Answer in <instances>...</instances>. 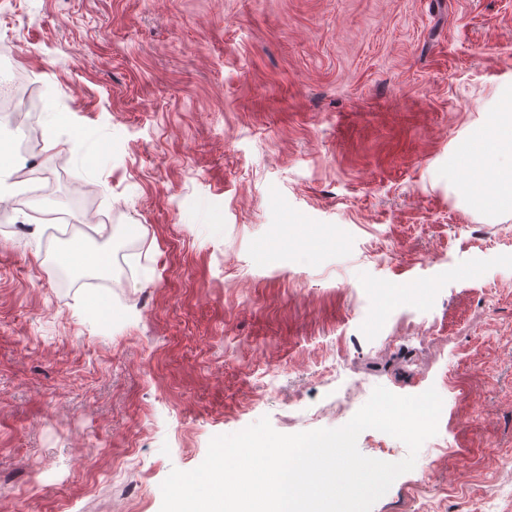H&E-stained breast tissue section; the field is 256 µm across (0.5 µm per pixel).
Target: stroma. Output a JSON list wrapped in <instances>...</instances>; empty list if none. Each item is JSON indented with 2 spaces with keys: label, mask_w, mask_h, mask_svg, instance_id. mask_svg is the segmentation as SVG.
Masks as SVG:
<instances>
[{
  "label": "stroma",
  "mask_w": 512,
  "mask_h": 512,
  "mask_svg": "<svg viewBox=\"0 0 512 512\" xmlns=\"http://www.w3.org/2000/svg\"><path fill=\"white\" fill-rule=\"evenodd\" d=\"M1 49L80 206L0 223V512H160L214 436L441 382L372 512H512V210L459 186L512 0H0ZM37 212L145 263L85 282Z\"/></svg>",
  "instance_id": "stroma-1"
}]
</instances>
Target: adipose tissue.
Returning <instances> with one entry per match:
<instances>
[{"label":"adipose tissue","instance_id":"adipose-tissue-1","mask_svg":"<svg viewBox=\"0 0 512 512\" xmlns=\"http://www.w3.org/2000/svg\"><path fill=\"white\" fill-rule=\"evenodd\" d=\"M481 137L490 148L469 154L467 166L471 175L463 187L479 207L512 209V170H502L498 163L502 154H512V112L496 114L484 126Z\"/></svg>","mask_w":512,"mask_h":512}]
</instances>
